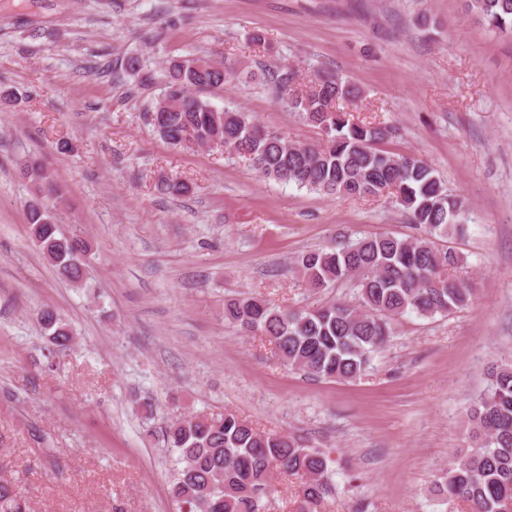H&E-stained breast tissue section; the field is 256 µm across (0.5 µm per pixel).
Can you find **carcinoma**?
<instances>
[{
	"label": "carcinoma",
	"mask_w": 512,
	"mask_h": 512,
	"mask_svg": "<svg viewBox=\"0 0 512 512\" xmlns=\"http://www.w3.org/2000/svg\"><path fill=\"white\" fill-rule=\"evenodd\" d=\"M465 2L490 30L512 34V0ZM121 69L139 86L157 83L156 72L137 56H129ZM237 79L236 66L223 61L193 54L171 58L163 68V92L144 103L143 113L156 115L158 123L150 126L172 145H215L266 179L326 196L391 199L420 230L411 239L363 236L298 257L296 272L305 287L324 290L348 282L355 290L352 303L288 309L258 296L224 302V320L245 334L266 337L289 367L316 378L357 381L386 346L393 321L406 314L446 316L472 303L473 289L456 275L459 257L436 244L459 229L463 203L428 162L380 148L395 137V127L356 122L340 108L360 95L354 82L317 71L301 87L292 68L272 73L277 101L322 132L318 143H290L251 113L219 107L204 96ZM21 174L38 187L27 205L29 239L58 275L82 285L91 245L78 232L61 230L53 173L28 161ZM157 188L181 195L188 186L164 177ZM36 320L57 349L69 347L73 336L53 309H40ZM487 375V388L468 412L470 447L453 458L437 485L439 494L467 503L468 512H501L512 498V357L493 364ZM160 435L172 458L171 496L179 512H265L276 473L301 479L299 512H317L332 491L325 453L293 435L261 431L232 413L177 418ZM0 512H28L27 501L3 477Z\"/></svg>",
	"instance_id": "cac0c4a2"
}]
</instances>
